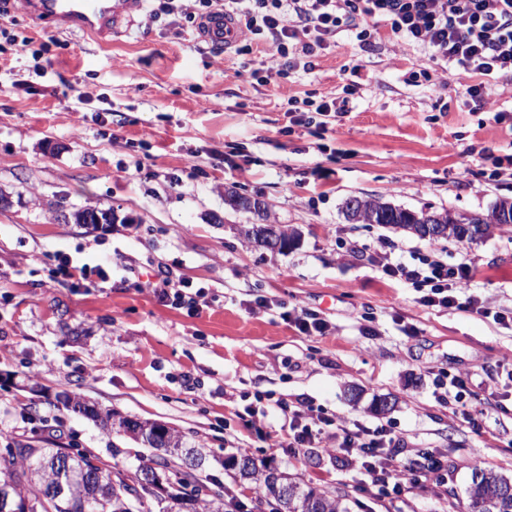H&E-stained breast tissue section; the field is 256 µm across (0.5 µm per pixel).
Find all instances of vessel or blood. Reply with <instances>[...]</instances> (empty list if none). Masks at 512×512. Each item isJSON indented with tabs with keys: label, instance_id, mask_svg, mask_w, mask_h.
Listing matches in <instances>:
<instances>
[{
	"label": "vessel or blood",
	"instance_id": "obj_1",
	"mask_svg": "<svg viewBox=\"0 0 512 512\" xmlns=\"http://www.w3.org/2000/svg\"><path fill=\"white\" fill-rule=\"evenodd\" d=\"M23 11L34 20L53 19L59 27L102 38L112 34L116 25L132 18L143 0H18ZM197 32L201 41L217 52L229 49L237 41L235 23L223 13L200 20Z\"/></svg>",
	"mask_w": 512,
	"mask_h": 512
}]
</instances>
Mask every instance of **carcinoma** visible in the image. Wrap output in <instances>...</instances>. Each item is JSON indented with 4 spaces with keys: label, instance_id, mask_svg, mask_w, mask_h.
<instances>
[{
    "label": "carcinoma",
    "instance_id": "obj_1",
    "mask_svg": "<svg viewBox=\"0 0 512 512\" xmlns=\"http://www.w3.org/2000/svg\"><path fill=\"white\" fill-rule=\"evenodd\" d=\"M352 200L345 203L348 220L361 224H381L385 228H399L422 239L425 234L418 227L423 213L375 200L364 201L363 208L355 210ZM226 204L235 211H249L259 215L265 212L261 203L248 204L236 195H229ZM444 220L455 223L448 238L458 242L473 240L489 232L482 217L439 213ZM76 224H94L114 220L112 210L97 207L77 210L71 214ZM63 405L96 422L103 430L123 434L137 440L136 433L145 435L141 443L153 450L149 462L135 467H119L98 462L90 464L94 453L90 450L67 451L63 448H32L13 439L0 448V512H138L145 503L154 500L161 505L159 512H225V500L201 496L196 490L220 480L208 474L209 455L202 448L188 445L185 436L156 422L141 421L123 416L110 409L102 410L83 398L61 393ZM81 473L68 482L61 478L60 457ZM240 479L255 485V489L277 502V512H351L346 499L314 487L303 485L286 475L275 477L266 473L249 458H242L237 466ZM158 471L167 492H154L143 485L135 491L133 485L140 473ZM290 488L288 498L276 494L274 484ZM512 479L491 469L475 467L468 488L467 512H512V497L501 495L503 486Z\"/></svg>",
    "mask_w": 512,
    "mask_h": 512
}]
</instances>
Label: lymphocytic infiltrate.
Listing matches in <instances>:
<instances>
[{
    "instance_id": "lymphocytic-infiltrate-1",
    "label": "lymphocytic infiltrate",
    "mask_w": 512,
    "mask_h": 512,
    "mask_svg": "<svg viewBox=\"0 0 512 512\" xmlns=\"http://www.w3.org/2000/svg\"><path fill=\"white\" fill-rule=\"evenodd\" d=\"M217 11L235 20L241 37L260 35L272 42L276 52L264 65L269 75L285 74L330 49L342 28L354 31L360 48H370L382 21L388 22L393 35L429 50L436 64L431 81L446 83L455 72L478 76V83L467 88L477 103L485 101L486 79L512 73V0H155L149 17L200 20ZM56 272L73 289L96 288L110 278L108 267L79 265L68 256L58 257ZM382 272L424 288L420 302L427 307H458V296L471 281L468 264L451 267L420 253L412 254L407 263H385ZM274 407L293 444L301 447L321 440L325 429L308 407L283 401ZM392 442L381 427L340 425L332 448L356 459L380 495L396 497L405 489V476L391 452Z\"/></svg>"
}]
</instances>
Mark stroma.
<instances>
[{"label": "stroma", "mask_w": 512, "mask_h": 512, "mask_svg": "<svg viewBox=\"0 0 512 512\" xmlns=\"http://www.w3.org/2000/svg\"><path fill=\"white\" fill-rule=\"evenodd\" d=\"M1 28L30 44L0 37V438L76 442L121 466L149 458L65 410L55 400L65 389L181 432L246 502L254 486L221 465L233 455L359 499L360 512H449L432 492L427 450L447 459L461 503L475 466L512 477V325L493 318L512 310V224L458 243L344 213L355 196L481 215L512 201V174L489 177L495 158L512 155V124L494 118L512 114L511 74L490 79L477 105L467 76L443 86L412 78L431 68L428 53L385 26L374 47L342 31L311 69L265 81L257 71L270 42L218 53L195 24L144 10L102 40L16 4ZM307 97L345 110L323 129L290 123L289 99ZM232 191L263 202L264 218L227 206ZM90 206L113 209L114 224L74 223ZM260 220L294 229L295 244L254 246L244 230ZM382 239L395 244L394 262L418 251L467 262L469 294L488 316L422 306L413 284L384 279ZM59 252L111 265L110 279L61 286ZM162 267L206 288L208 306L191 314L142 289ZM294 309L327 331L299 334L285 318ZM450 375L467 378L464 402L440 400ZM259 396L306 401L347 427L385 426L415 479L404 496L379 499L349 458L289 447L279 415L246 421ZM376 397L391 410L375 414Z\"/></svg>", "instance_id": "1"}]
</instances>
